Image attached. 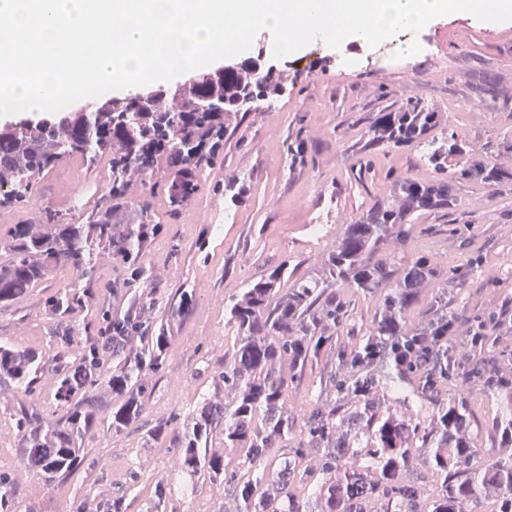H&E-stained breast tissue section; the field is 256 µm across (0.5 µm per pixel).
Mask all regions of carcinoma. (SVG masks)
<instances>
[{
    "mask_svg": "<svg viewBox=\"0 0 512 512\" xmlns=\"http://www.w3.org/2000/svg\"><path fill=\"white\" fill-rule=\"evenodd\" d=\"M244 65L206 74L195 95L209 100L194 108L177 90H160L147 102L134 95L96 100L94 111L76 113L57 122L21 120L0 128V208L16 207L32 193L40 175L60 155L79 156L87 168L101 158L111 176L103 186L100 209L63 218L47 212L0 234V307L27 293L60 267L73 279L47 301L63 318L94 301L91 283L98 261L120 263L125 277L116 293L138 290L133 304L153 303V282L143 263L151 241L164 227L150 207L132 201V189L146 184L159 159L166 161V192L172 212L193 199L200 177L220 154L224 130L260 98L283 95L288 86L314 69ZM441 129V139L427 141L428 165L444 178L401 176L391 199L343 224L335 249L312 275L281 287L283 268L242 289L225 308V325L234 336L230 363L203 396L197 410L183 420L173 468L178 476L224 478L239 503L238 512H512V453L495 460L482 458V436L472 429V413L464 389L477 382L499 402L489 434L512 448V379L499 375L497 364L512 361V348L489 342L486 331L500 324L494 312L470 327L461 342L465 354L448 346L453 334L445 307L438 299L423 322L411 324L407 313L419 302L436 274L426 255L407 258L397 250L378 255L387 243L403 246L425 213L452 209L459 184L481 181L495 185L512 181V171L476 161L462 134L447 125L439 112L406 97L396 107L369 118L361 150H393L419 145ZM375 297L378 308L356 348L337 357L347 372L334 378L336 401L313 409L299 432L294 457L271 472L270 449L293 436L295 417L288 406L291 369L304 368L336 340L347 319L343 290ZM188 308L183 299L155 322L132 313L120 315L97 308L102 345L79 344L75 332L65 338L80 363L55 369L56 399L65 414L48 419L33 404H20L13 414L21 437L23 461L52 480L77 467L86 434L102 425L118 433L138 420L151 394L145 376L164 365L173 323ZM141 346L127 348L133 339ZM45 367L33 350L0 344V377L10 378L25 393ZM465 372L467 382L456 393H439L448 378ZM418 385L412 387L413 378ZM106 390L123 397L106 417L92 408L94 395ZM415 398L425 408L415 420L398 413ZM224 435V449L243 448L260 468L253 478L238 475L225 455L207 448L214 434ZM320 453V479L307 498L294 493L297 459L305 451ZM432 479L431 495L421 485Z\"/></svg>",
    "mask_w": 512,
    "mask_h": 512,
    "instance_id": "obj_1",
    "label": "carcinoma"
}]
</instances>
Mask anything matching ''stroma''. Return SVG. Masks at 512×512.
I'll list each match as a JSON object with an SVG mask.
<instances>
[{
	"label": "stroma",
	"instance_id": "obj_1",
	"mask_svg": "<svg viewBox=\"0 0 512 512\" xmlns=\"http://www.w3.org/2000/svg\"><path fill=\"white\" fill-rule=\"evenodd\" d=\"M461 24L474 37L459 48L451 35ZM417 38L428 49L414 60L395 59L394 45L384 42L337 50L313 44L303 58L275 62L262 48L267 34L259 35L253 62L279 69L309 66L313 72L287 95L256 101L227 129L222 158L179 213L170 214L165 195L152 198L165 226L144 257L155 280L153 315L162 318L184 291L192 298L189 311L171 331L163 369L149 378L152 393L140 420L118 434L90 431L81 463L50 484L25 468L11 416L27 398L43 414L60 413L54 370L67 351L62 334L71 325L82 333L96 331L97 314L83 309L61 320L45 310L46 299L69 280L67 270L0 307V343L36 350L46 363L32 396L0 379V474L13 479V512H106L116 500L122 512H146L161 480L167 483L161 512H235L223 480L200 477L193 493L184 492L172 469L175 440L184 417L224 370V353L233 343L224 327L229 299L280 265L288 284L311 275L333 250L344 221L390 197L396 177H432L419 146L360 154L369 117L410 96L442 112L477 158L497 163L512 156V23L491 27L447 15ZM299 138L307 162L294 166L288 147ZM107 170L104 163L90 170L78 157L62 158L40 177L25 206L0 210V231L46 209H92L95 186ZM456 197L453 213L422 215L404 247L407 257L430 255L437 263V275L409 321L418 323L428 303L447 294L448 314L458 323L454 345L465 336L466 321L493 309L512 318V181L471 182L459 186ZM330 369L324 356L289 381L297 419L333 402ZM160 423L168 430L165 440H147V430Z\"/></svg>",
	"mask_w": 512,
	"mask_h": 512
}]
</instances>
